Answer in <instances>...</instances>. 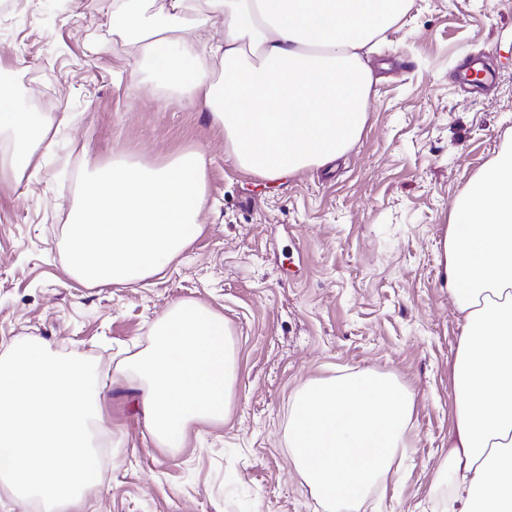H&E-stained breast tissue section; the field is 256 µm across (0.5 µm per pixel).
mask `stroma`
I'll list each match as a JSON object with an SVG mask.
<instances>
[{"instance_id": "stroma-1", "label": "stroma", "mask_w": 512, "mask_h": 512, "mask_svg": "<svg viewBox=\"0 0 512 512\" xmlns=\"http://www.w3.org/2000/svg\"><path fill=\"white\" fill-rule=\"evenodd\" d=\"M46 0L0 11V68L21 111L52 118L21 178H0V352L37 340L94 361L109 462L81 512H325L288 448L291 394L349 370L396 378L414 396L401 466L359 512H432L454 423L464 319L445 284L454 201L512 140V0H409L368 57L366 125L341 158L274 180L241 170L224 129L178 90L147 93L112 35L113 0ZM483 62L488 79L464 83ZM206 159L202 230L167 268L131 286L66 272L77 178L115 160ZM182 300L223 314L236 343V397L221 423L159 447L141 383L122 366Z\"/></svg>"}]
</instances>
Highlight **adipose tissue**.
Listing matches in <instances>:
<instances>
[{
    "mask_svg": "<svg viewBox=\"0 0 512 512\" xmlns=\"http://www.w3.org/2000/svg\"><path fill=\"white\" fill-rule=\"evenodd\" d=\"M114 0L112 32L133 44L152 88L180 89L224 128L235 163L276 179L326 164L359 138L372 75L362 52L385 41L409 0H168L149 15ZM220 35H212L213 23ZM219 61V75L204 72ZM51 128L0 90V170L23 175ZM448 292L465 320L454 366L455 424L445 512H512V144L452 206L443 240Z\"/></svg>",
    "mask_w": 512,
    "mask_h": 512,
    "instance_id": "1",
    "label": "adipose tissue"
}]
</instances>
